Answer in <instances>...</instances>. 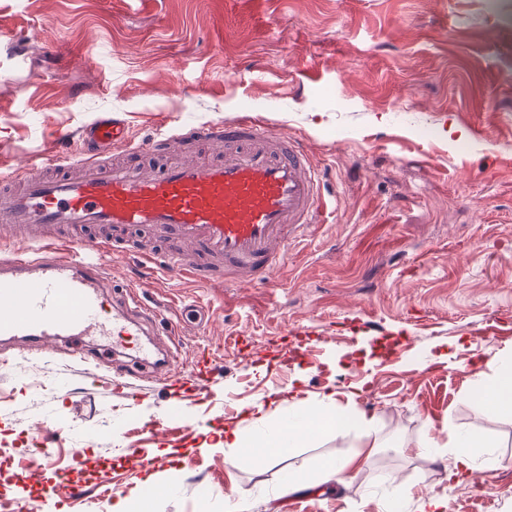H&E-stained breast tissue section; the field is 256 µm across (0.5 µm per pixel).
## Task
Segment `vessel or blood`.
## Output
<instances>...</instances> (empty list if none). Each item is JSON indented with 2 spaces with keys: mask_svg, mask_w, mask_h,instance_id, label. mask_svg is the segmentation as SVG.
Listing matches in <instances>:
<instances>
[{
  "mask_svg": "<svg viewBox=\"0 0 512 512\" xmlns=\"http://www.w3.org/2000/svg\"><path fill=\"white\" fill-rule=\"evenodd\" d=\"M82 155L52 175L28 162L0 180V339L25 338L50 349L62 336H108L161 379L182 370L148 343L160 311L133 284L111 291L105 268L128 227L151 225L169 242L162 261L172 277L220 284L226 272L269 283L289 242L302 237L326 204L324 176L300 142L250 116L180 119L153 136L198 153L148 167L117 112H102L78 134ZM215 258L211 267L197 255Z\"/></svg>",
  "mask_w": 512,
  "mask_h": 512,
  "instance_id": "1",
  "label": "vessel or blood"
}]
</instances>
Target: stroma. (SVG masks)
<instances>
[{
    "instance_id": "stroma-1",
    "label": "stroma",
    "mask_w": 512,
    "mask_h": 512,
    "mask_svg": "<svg viewBox=\"0 0 512 512\" xmlns=\"http://www.w3.org/2000/svg\"><path fill=\"white\" fill-rule=\"evenodd\" d=\"M63 43V58L45 51ZM24 50L23 63L11 55ZM122 113L134 142L192 115L250 114L301 140L335 199L290 245L274 287L144 279L136 242L108 266L164 304L155 333L183 371L211 349L219 368L172 412L164 381L129 370L111 340L65 338L52 351L0 346V506L112 512L148 483L175 479L154 512H380L442 496L446 512H512V419L474 395L486 361L512 357V0H0V175L32 159H77L56 128ZM183 316L179 336L166 323ZM97 353L98 369L74 352ZM333 395L374 417L379 442L345 485L285 492L281 478L358 451L357 432L306 440L263 460L225 433ZM462 431L504 463L479 483L449 479L453 455L420 454L426 435ZM143 453L130 472L126 455ZM67 472L73 496L40 498L30 470ZM113 486L104 496L101 474ZM209 487L200 497V487Z\"/></svg>"
}]
</instances>
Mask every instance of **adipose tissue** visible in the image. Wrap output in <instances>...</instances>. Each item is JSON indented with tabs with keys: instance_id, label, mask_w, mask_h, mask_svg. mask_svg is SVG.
I'll return each instance as SVG.
<instances>
[{
	"instance_id": "ef3b65f1",
	"label": "adipose tissue",
	"mask_w": 512,
	"mask_h": 512,
	"mask_svg": "<svg viewBox=\"0 0 512 512\" xmlns=\"http://www.w3.org/2000/svg\"><path fill=\"white\" fill-rule=\"evenodd\" d=\"M490 364L495 371L493 379L477 382L480 401L486 412L512 417V358L503 360L495 357ZM252 417L255 428L251 437H244L238 431L231 432L224 439L225 447L250 448L268 455H280L318 433L328 432L341 437L353 430L358 432L363 447L373 449L377 446L373 419L336 409L330 396L310 408L289 406L287 414L275 421L270 420L268 412L260 408L253 411ZM476 445V440L470 435L457 432L444 443L432 436L425 437L419 450L431 458L443 451L454 453L455 462L450 474L463 479L473 470L468 451Z\"/></svg>"
}]
</instances>
